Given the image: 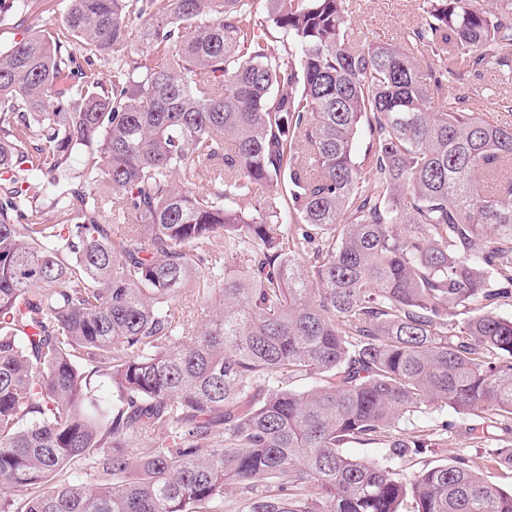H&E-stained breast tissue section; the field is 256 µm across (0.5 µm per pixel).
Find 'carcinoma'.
<instances>
[{"label": "carcinoma", "mask_w": 512, "mask_h": 512, "mask_svg": "<svg viewBox=\"0 0 512 512\" xmlns=\"http://www.w3.org/2000/svg\"><path fill=\"white\" fill-rule=\"evenodd\" d=\"M266 2L58 0L0 49V512H512L390 466L415 412L512 421V122L448 102L512 78V0H426L415 54Z\"/></svg>", "instance_id": "cac0c4a2"}]
</instances>
